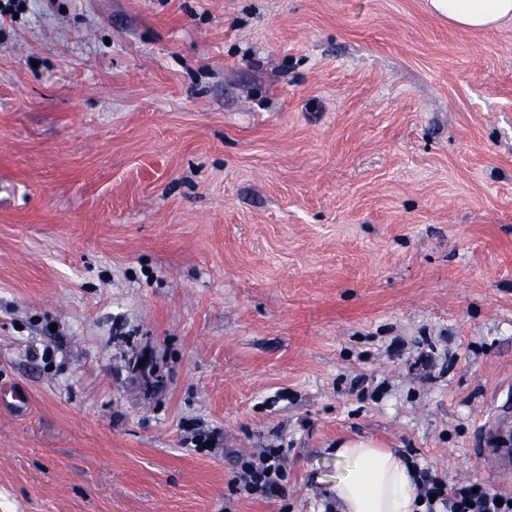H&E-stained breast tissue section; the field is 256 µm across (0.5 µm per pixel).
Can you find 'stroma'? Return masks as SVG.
Instances as JSON below:
<instances>
[{"label": "stroma", "mask_w": 512, "mask_h": 512, "mask_svg": "<svg viewBox=\"0 0 512 512\" xmlns=\"http://www.w3.org/2000/svg\"><path fill=\"white\" fill-rule=\"evenodd\" d=\"M507 410L512 22L428 0L0 18V512H324L353 436L512 493L476 454ZM276 439L286 500L231 494ZM448 23L465 29H489L512 21V0H429Z\"/></svg>", "instance_id": "35a3bbf8"}]
</instances>
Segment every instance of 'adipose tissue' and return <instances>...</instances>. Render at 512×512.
I'll return each mask as SVG.
<instances>
[{"instance_id":"adipose-tissue-1","label":"adipose tissue","mask_w":512,"mask_h":512,"mask_svg":"<svg viewBox=\"0 0 512 512\" xmlns=\"http://www.w3.org/2000/svg\"><path fill=\"white\" fill-rule=\"evenodd\" d=\"M449 23L465 29H489L512 21V0H429ZM344 471L334 492L341 512H421L412 467L372 440L350 437L334 453Z\"/></svg>"}]
</instances>
